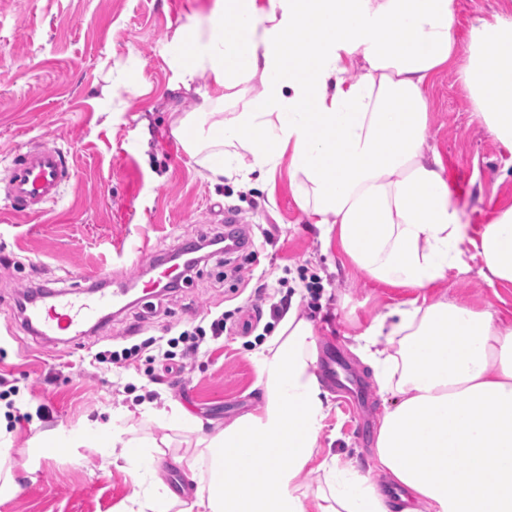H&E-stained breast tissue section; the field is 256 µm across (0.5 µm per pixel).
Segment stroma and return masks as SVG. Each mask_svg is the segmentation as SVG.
I'll use <instances>...</instances> for the list:
<instances>
[{
    "label": "stroma",
    "instance_id": "stroma-1",
    "mask_svg": "<svg viewBox=\"0 0 512 512\" xmlns=\"http://www.w3.org/2000/svg\"><path fill=\"white\" fill-rule=\"evenodd\" d=\"M215 0H0V376L17 389V415L6 438L17 492L0 512H116L133 489L131 476L104 467L99 448L65 454L33 453L32 438L50 432L108 429L121 440L170 433L184 448L187 434L169 429L172 405L220 424L257 410L263 391L252 353L264 341L252 328L251 300L267 303L300 293L295 303L315 330L314 354L340 351L363 377L371 421L359 428L334 388L318 438L323 452L355 460L367 471L382 413L392 396L380 394L371 368L353 351L354 335L375 317L416 298L415 290L370 280L299 207L287 168L271 189L249 188L239 173L208 178L181 144L178 116L195 111L208 80L170 91L174 32L195 26ZM512 18V0H455V36L466 54L476 18ZM427 142L442 156L461 223L477 236L495 213L512 205V151L477 118L456 67L442 70L425 92ZM34 145L64 152L75 175L41 218L12 211L3 192L14 154ZM250 219L254 248L203 259L172 292H143L149 254L175 253L226 208ZM269 230L273 244L260 242ZM104 288L113 278L134 289L129 304L90 334L45 341L31 335L16 303L28 283ZM317 276V292L303 277ZM476 310L512 314V286L489 284L476 270H451L429 289ZM225 314L224 339L201 347L182 369L165 372L149 353L130 368L90 365V353L129 347L199 324L206 311ZM46 405L48 419L36 418ZM32 421H23V414Z\"/></svg>",
    "mask_w": 512,
    "mask_h": 512
}]
</instances>
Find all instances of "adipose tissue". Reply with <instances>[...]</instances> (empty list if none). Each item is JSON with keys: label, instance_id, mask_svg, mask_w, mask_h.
<instances>
[{"label": "adipose tissue", "instance_id": "adipose-tissue-1", "mask_svg": "<svg viewBox=\"0 0 512 512\" xmlns=\"http://www.w3.org/2000/svg\"><path fill=\"white\" fill-rule=\"evenodd\" d=\"M453 25L454 0H224L208 36L179 30L170 41L190 52L173 89L209 80L180 120L197 130L185 148L214 178L244 160L269 185L287 166L310 222L371 280L423 291L469 251L485 281L512 284V205L468 236L426 144L423 96L460 62L478 118L512 150V20L477 19L463 58ZM227 101L234 111L217 116ZM208 123L219 138L203 135ZM312 336V321L289 310L253 355L261 406L226 426L173 405L170 423L200 434L185 452L168 454L165 435L108 450L107 464L135 475L122 512H389L376 475L402 487L403 512H512V324L499 311L412 300L356 335L380 393L395 399L366 475L319 451L329 406ZM166 457L190 470L209 460L211 480L190 502L159 476ZM313 470L322 482L311 492Z\"/></svg>", "mask_w": 512, "mask_h": 512}]
</instances>
